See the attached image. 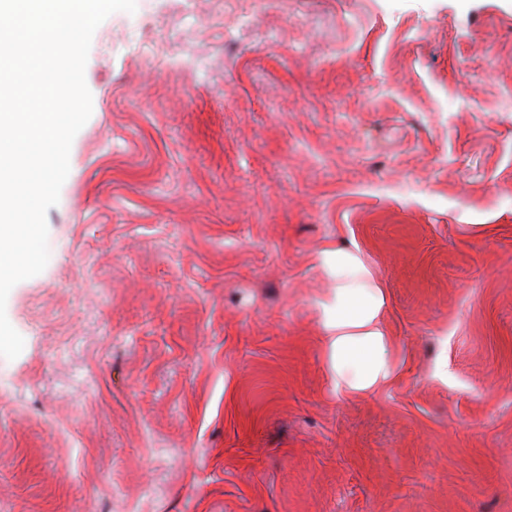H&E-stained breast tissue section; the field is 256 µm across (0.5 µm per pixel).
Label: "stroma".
Wrapping results in <instances>:
<instances>
[{"mask_svg": "<svg viewBox=\"0 0 512 512\" xmlns=\"http://www.w3.org/2000/svg\"><path fill=\"white\" fill-rule=\"evenodd\" d=\"M85 80L0 512H512V0H136ZM353 245L400 374L348 399ZM320 264L334 286L321 302L322 344L336 395L382 389L399 375L383 322L386 298L358 246L324 250Z\"/></svg>", "mask_w": 512, "mask_h": 512, "instance_id": "1", "label": "stroma"}]
</instances>
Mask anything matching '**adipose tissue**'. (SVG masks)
Instances as JSON below:
<instances>
[{
	"mask_svg": "<svg viewBox=\"0 0 512 512\" xmlns=\"http://www.w3.org/2000/svg\"><path fill=\"white\" fill-rule=\"evenodd\" d=\"M320 264L334 286L322 302V344L331 386L354 397L391 384L398 366L383 322L386 298L359 248L325 250Z\"/></svg>",
	"mask_w": 512,
	"mask_h": 512,
	"instance_id": "obj_1",
	"label": "adipose tissue"
}]
</instances>
